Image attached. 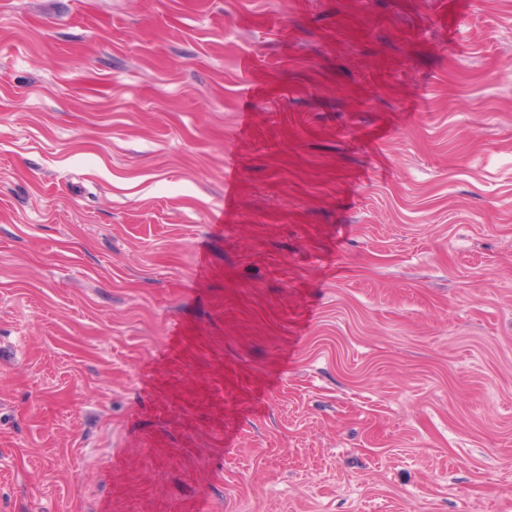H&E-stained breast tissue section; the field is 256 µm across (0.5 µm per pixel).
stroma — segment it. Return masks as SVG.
Returning a JSON list of instances; mask_svg holds the SVG:
<instances>
[{"label":"stroma","mask_w":512,"mask_h":512,"mask_svg":"<svg viewBox=\"0 0 512 512\" xmlns=\"http://www.w3.org/2000/svg\"><path fill=\"white\" fill-rule=\"evenodd\" d=\"M201 507L512 512V0H0V512Z\"/></svg>","instance_id":"obj_1"}]
</instances>
